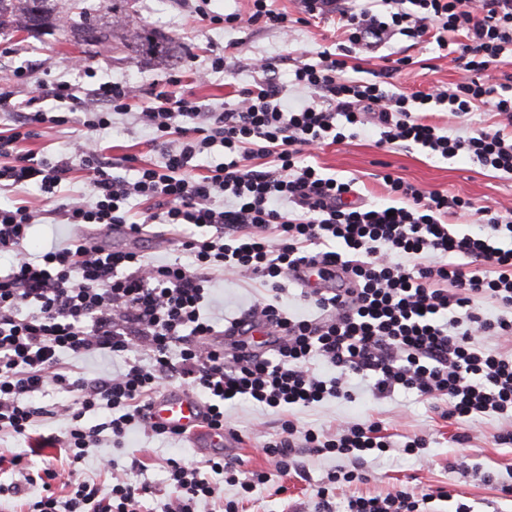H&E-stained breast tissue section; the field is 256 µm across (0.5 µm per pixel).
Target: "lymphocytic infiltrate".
I'll return each mask as SVG.
<instances>
[{"label": "lymphocytic infiltrate", "instance_id": "lymphocytic-infiltrate-1", "mask_svg": "<svg viewBox=\"0 0 512 512\" xmlns=\"http://www.w3.org/2000/svg\"><path fill=\"white\" fill-rule=\"evenodd\" d=\"M299 8L311 17H335L346 36L335 50L296 67L293 83L309 102L288 105L285 87L257 81L237 89L234 103L208 112L179 77H169L151 90L153 106L138 114L163 147L165 167H140L136 181L112 175L96 138L113 115L131 110L136 94L122 81L83 95L65 81L37 85L39 95L82 105L86 115L72 152L56 160L36 159L20 145L67 124L65 115L22 112L9 135L0 136V189L32 185L50 199L77 169L90 187L89 198L46 210L0 208V253L12 256L10 270L0 275V436L40 447L54 443L67 458L63 469L23 472V485L41 488L28 512H142L154 486L117 476L101 483L82 477L79 466L89 449L119 444L133 429L182 439L184 430L150 418L155 395L175 377L205 396L215 430L225 427L226 401L308 408L351 399L356 377L380 398L399 388L427 400L448 396L447 417L454 421L474 414L512 420V356L492 346L512 337V205L477 208L387 172L384 185L399 201L390 210L359 201L352 182L303 162L325 140L357 137L372 124L382 147L407 142L433 157L464 156L512 174V73L496 74L502 58L512 56V0H371L365 8L348 0H299ZM397 35L452 51L465 79L452 88L431 84L405 93L347 76L355 50H374ZM479 102L492 104L497 122L464 135L426 122L421 113L431 105L460 119ZM216 144L224 149L223 165L197 176L196 159ZM263 158L273 159V169L256 168ZM136 196L150 206L130 222L122 208ZM472 214L480 221L475 233H457L446 222ZM45 218L81 234L35 260L24 243L29 227ZM155 223L176 230L190 263L151 262L82 235L122 224L136 238ZM313 260L321 263L323 285L301 291L309 315H291L280 301L282 282ZM224 276L258 279L270 294L232 319L224 330L232 339L227 349L212 343L215 326L203 312ZM489 302L498 315L486 314ZM257 332L269 354L257 351ZM64 353L120 356L124 367L90 379L63 366ZM315 355L333 376L311 371ZM49 388L70 393L71 401L36 405L35 395ZM98 412L103 421L84 426L86 415ZM56 417L67 422L61 436L42 435L41 427ZM299 445L358 461L393 443L372 420L346 422L326 437L298 432L287 420L262 451L284 469ZM237 466L221 457L201 464L167 459L172 495L166 512H195L198 502L220 497V486L202 478V468L226 475ZM59 485L68 495L56 493ZM453 497L442 489L417 496L399 490L353 498L346 512H435V502Z\"/></svg>", "mask_w": 512, "mask_h": 512}]
</instances>
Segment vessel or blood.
Instances as JSON below:
<instances>
[{
    "mask_svg": "<svg viewBox=\"0 0 512 512\" xmlns=\"http://www.w3.org/2000/svg\"><path fill=\"white\" fill-rule=\"evenodd\" d=\"M205 413L206 407L197 396L187 391H168L155 401L151 418L169 427L180 426L190 430L198 447H238V434L228 432L224 437H216L207 424Z\"/></svg>",
    "mask_w": 512,
    "mask_h": 512,
    "instance_id": "obj_1",
    "label": "vessel or blood"
}]
</instances>
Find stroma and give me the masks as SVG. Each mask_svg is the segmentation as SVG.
Instances as JSON below:
<instances>
[{"label": "stroma", "mask_w": 512, "mask_h": 512, "mask_svg": "<svg viewBox=\"0 0 512 512\" xmlns=\"http://www.w3.org/2000/svg\"><path fill=\"white\" fill-rule=\"evenodd\" d=\"M192 0H117L115 13H103L99 23L109 26L113 15H120L124 28L143 29L165 40L162 54L135 51L132 45L113 40L108 47L85 44L73 36L56 30L35 33L4 30L0 32V87L15 90V102H23L28 94L22 89L19 73L31 72L33 79L51 78L68 81L85 88L97 87L110 80H123L138 92L136 110L149 104V91L169 77H181L185 89L203 100L205 105L220 107L233 102L239 87L253 83L257 75L250 66L255 56L271 58L270 77L289 85L293 70L300 60L311 57L322 48H336L343 36L334 18L310 19L294 25L289 34L279 30L249 24V0H208V11L217 14L236 13L240 23L232 28H205L194 21ZM392 51L410 57L411 65L394 74L396 89L411 92L428 84L451 87L465 77L451 58L445 57L433 44H417L404 37H394ZM220 55L226 62L224 72L210 75L207 84L194 81L192 63H206ZM82 57L93 65L89 73L71 70L67 61ZM300 92L291 89L289 102L300 101ZM68 126L46 130L25 142V149L38 157L52 159L70 152L73 134L80 129L84 114L69 113ZM378 129L367 128L356 138L323 146L310 162L324 175L343 181H354L356 189L372 204L389 206V196L381 175L391 169L404 180L426 190H439L451 196L471 199L475 206H491L512 202V175L483 168L467 158L441 159L429 156L412 145L382 148L378 145ZM105 154L114 158L136 156L143 165L164 163L161 146L152 142L149 129L137 123L133 116H114L109 128L99 134ZM258 300L256 289L239 279L218 281L207 308L215 322L239 315ZM353 399L327 400L306 409H290L302 428L325 433L334 431L340 421L376 420L392 437V448L380 461H368L371 478L366 482H338L332 502L337 512H344L349 498L356 496H386L402 489L418 493L425 489H453L456 497L437 502L438 512H455L458 503L472 506L474 512H512V501L503 499L500 487L512 484V447L497 445L493 439L503 419L491 416L468 417L461 423H451L441 413L448 407L447 399L425 401L416 393L396 391L393 396L377 398L365 383L356 382ZM224 412L231 428L240 435L242 447L230 450L238 459L237 484L224 485L223 496L198 507V512H224L227 501H235L234 512H312L319 486L333 471H348L353 467L349 458L313 455L307 449L295 451L297 468L280 470L273 458L262 453L264 442L281 432L280 413L264 411L246 401L228 402ZM465 429L469 447H456L453 436ZM426 434L428 448L418 455H407L402 445L408 435ZM112 457L114 472L133 483L149 482L164 486L166 458L188 461L204 459L201 449L190 440L164 443L143 431L130 433L123 447L91 449L88 459L80 464L83 475L99 476L101 456ZM265 474L266 484L246 493L241 483L252 480L254 474Z\"/></svg>", "instance_id": "1"}]
</instances>
